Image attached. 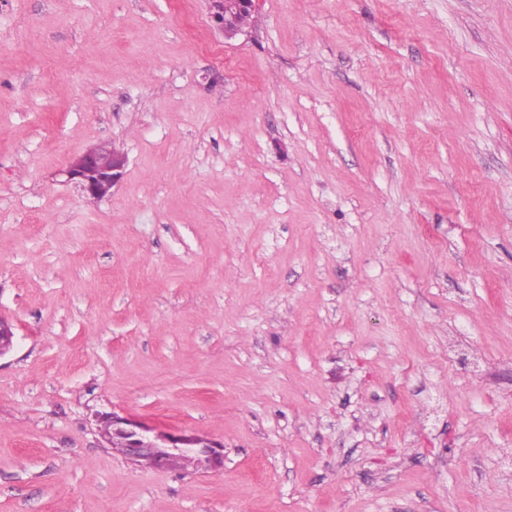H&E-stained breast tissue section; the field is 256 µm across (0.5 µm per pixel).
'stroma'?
Segmentation results:
<instances>
[{
  "instance_id": "35a3bbf8",
  "label": "stroma",
  "mask_w": 512,
  "mask_h": 512,
  "mask_svg": "<svg viewBox=\"0 0 512 512\" xmlns=\"http://www.w3.org/2000/svg\"><path fill=\"white\" fill-rule=\"evenodd\" d=\"M0 315V512H512V0H0ZM256 2L255 0H208L212 22L224 39H232L241 34L242 29L237 24V15L242 11L249 13L238 16V23L244 27L255 9ZM125 165L123 154H104L94 148L74 160L66 170V175L69 181L87 195L103 199L111 194L112 188L122 179ZM101 438L125 460L153 468L191 466L198 471L223 467L224 445L192 433L158 429L115 412L95 415Z\"/></svg>"
}]
</instances>
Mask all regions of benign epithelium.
<instances>
[{
	"mask_svg": "<svg viewBox=\"0 0 512 512\" xmlns=\"http://www.w3.org/2000/svg\"><path fill=\"white\" fill-rule=\"evenodd\" d=\"M210 17L224 39L242 32L237 15L251 13L255 0H208ZM126 165L123 154H104L91 149L78 157L66 170L68 180L89 196L103 199L122 179ZM14 327L0 316V357L14 346ZM98 432L110 446H119L125 460L134 465L153 468L191 466L209 471L224 466V445L192 433L161 430L140 420L115 412L96 414Z\"/></svg>",
	"mask_w": 512,
	"mask_h": 512,
	"instance_id": "obj_1",
	"label": "benign epithelium"
}]
</instances>
